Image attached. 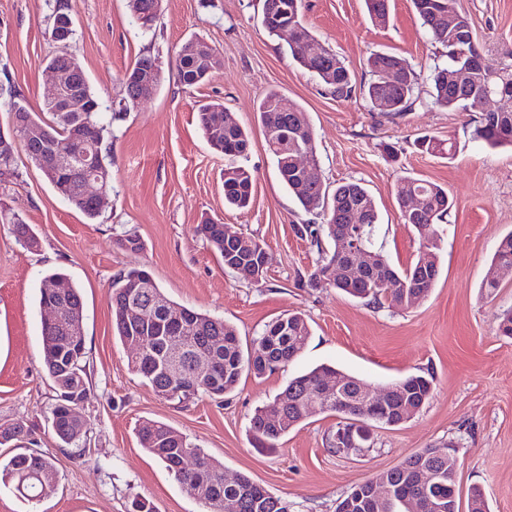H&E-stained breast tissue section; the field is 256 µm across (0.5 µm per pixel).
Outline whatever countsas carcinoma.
Masks as SVG:
<instances>
[{
	"instance_id": "cac0c4a2",
	"label": "carcinoma",
	"mask_w": 512,
	"mask_h": 512,
	"mask_svg": "<svg viewBox=\"0 0 512 512\" xmlns=\"http://www.w3.org/2000/svg\"><path fill=\"white\" fill-rule=\"evenodd\" d=\"M262 23L271 36L279 35L280 27L291 22L303 29L304 39L288 43L292 58L315 75L338 98H350L360 90L374 111L388 117L410 111L415 102L417 76L407 61L397 55L377 52L368 59L370 80L356 87L345 63L327 47L303 21L302 0H261ZM413 9L427 30L431 40L441 45L448 62L437 65L430 74L431 97L434 105L446 111L476 112V99L486 89L512 101V53L496 64L486 62L471 66L473 54L472 28L468 18L455 8V0H411ZM371 20L384 24L390 14V0H365ZM162 6V0H128L131 14L144 31L152 29ZM210 55L181 57L177 64L179 82L187 87L207 82L212 76ZM156 67L155 59L142 56L124 75L125 107L133 106L131 97L140 91L139 80L147 69ZM467 71L466 79L448 78L450 71ZM74 87L91 103L93 111L86 117L73 113L55 112L46 99H41L39 110H34L22 99H11L7 104V122L24 120L37 130L35 139H28L27 129L20 128L21 145L26 154L40 156L51 166L55 156L69 141L79 138L93 144L100 151L105 167L112 164L111 147L107 143L110 123L106 121L104 104L90 88L86 74L73 78ZM256 117L264 132L267 150L274 162L281 182L289 194L307 212L323 218L321 224H300L296 232L310 240L317 248L318 262L310 282L318 285L320 274L333 263L342 260L339 236L348 228V214H361V236L375 254V266L369 271L349 270L332 287L354 298L378 306L404 307V282L426 297L440 276L437 223L453 207L447 189L440 185L410 176L397 184L396 199L402 223L411 227L419 237L420 248L414 261L406 268H395L376 242L378 212L371 193L359 182L346 181L329 190L323 181L316 154V138L307 112L276 90L264 94L256 105ZM198 126L207 139L221 131L218 144L224 148V203L245 210L253 201L252 173L237 163L250 148L247 130L234 118H224V103L209 101L197 110ZM472 139L491 147H512V110L494 115H482L471 131ZM312 152V170L304 177L299 172L298 155ZM415 193L423 200V210L412 214L407 210L406 196ZM67 201L87 220H96L101 208L90 200L72 194ZM19 241L29 247L38 246L29 225L16 218L12 221ZM221 261L234 258L253 261L260 258L265 244L251 234L244 233L234 241L224 239L221 225L208 221L197 226ZM492 263L512 266V233L498 243ZM62 282L66 285L61 296L48 294L46 285ZM112 329L125 347L136 345L142 352L139 359L129 360L131 370L140 376L154 393H166L165 400L186 404L201 395L223 398L232 393L243 376L262 377L288 366L304 348L310 326L300 313L278 318L267 325L259 336V349L246 353L234 326L195 308L170 299L143 268H131L112 279ZM61 305V315L52 323L42 324L43 365L57 390V402L52 410L56 417L53 431L67 446L78 447L87 442V431L72 422L67 406L82 399L79 389L87 386L85 349L72 341V336L83 335L84 301L78 288L66 274L52 272L41 281L39 307L50 299ZM159 298L170 311L187 316L195 325L196 333L187 341L179 375H171L165 366L167 348L172 340L163 331L164 319L151 305ZM140 302L142 318L134 322L126 317V308ZM210 362L206 382L196 384L198 360ZM339 374L346 381L344 396L349 401L347 410L334 407L326 412L338 417V429L345 432L344 440H332L331 448L339 453L341 446L367 447L371 422L396 426L417 414L426 404L432 389V380L424 375H410L387 387L389 397L381 412L370 415L362 410L360 392L366 383L333 366L321 364L288 380L283 390L270 402L258 406L250 418L249 435L253 447L272 452L289 430L312 415L310 405L318 391L322 377ZM32 429L24 423L0 426V445L31 435ZM137 436L141 447L157 457L174 478L189 492H194L207 512H223L224 502L237 504V512H290L288 502L274 496L250 477L239 474L232 481L224 476V465L188 441L174 427L148 420L139 426ZM422 468L434 475L427 497L437 505L436 512H448V485L457 483V457L448 454V448H425L415 452L397 465L380 472L388 485L380 496L367 485H356L338 502L336 512H411V498L419 488L411 484V471ZM51 475V486H56L57 469L53 459L37 451L16 453L8 458L0 456V480L15 483V490L27 500L45 495L44 480ZM468 512H490L482 491L474 487L468 496Z\"/></svg>"
}]
</instances>
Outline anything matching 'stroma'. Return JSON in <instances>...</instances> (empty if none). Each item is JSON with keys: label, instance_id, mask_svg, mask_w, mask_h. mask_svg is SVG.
Listing matches in <instances>:
<instances>
[{"label": "stroma", "instance_id": "35a3bbf8", "mask_svg": "<svg viewBox=\"0 0 512 512\" xmlns=\"http://www.w3.org/2000/svg\"><path fill=\"white\" fill-rule=\"evenodd\" d=\"M75 34L67 51L93 92L112 114V190L94 223H87L31 163L16 157L14 174L0 178V425L36 427V451L59 471L56 489L31 503L0 483V512H128L134 497L155 512H204L154 456L141 448L137 426L172 425L243 473L292 512H335L336 502L368 476L424 448L455 446L461 493L480 487L491 512H512V339L497 335L512 308V277L483 297L491 258L512 232V150L474 141L478 115L448 112L431 103L429 69L442 62L411 0H391L386 24L371 22L364 0H304L310 30L349 66L356 84L369 81L367 59L384 51L406 58L418 75L417 103L388 118L361 95L331 96L292 60L285 40L268 36L259 0H163L151 31H142L127 0H65ZM56 0H0L1 105L10 93L39 107L48 59L57 53L46 31ZM471 23L474 42L488 62L512 52V0H456ZM201 37L222 66L203 85L176 78L184 42ZM143 55L157 59L164 81L157 94L128 108L123 75ZM277 90L307 112L328 187L355 180L372 194L378 239L391 262L414 261L419 239L402 224L395 191L405 175L447 189L453 207L438 226L441 275L420 303L378 308L326 285L311 286L315 247L294 227L316 222L280 181L255 120L256 104ZM220 100L247 128L251 146L241 163L254 176V199L245 211L225 207L224 155L211 148L196 121L198 102ZM427 136L452 143L448 158L415 149ZM395 147L388 156L384 144ZM19 215L37 236L24 247L6 216ZM212 218L253 234L269 254L265 280L229 272L197 226ZM137 235L141 250L121 247ZM147 268L174 301L234 325L243 347L255 348L269 322L294 313L311 334L284 369L241 380L223 401L200 396L179 406L158 398L128 367L129 353L112 330L109 285L121 271ZM65 273L83 295V330L90 390L80 408L90 440L84 450L60 446L49 421L55 393L42 361V278ZM335 365L382 388L411 374L432 375V394L410 421L371 428L360 454L330 447L337 419L313 415L266 453L248 439L257 406L272 401L289 377L321 364Z\"/></svg>", "mask_w": 512, "mask_h": 512}]
</instances>
